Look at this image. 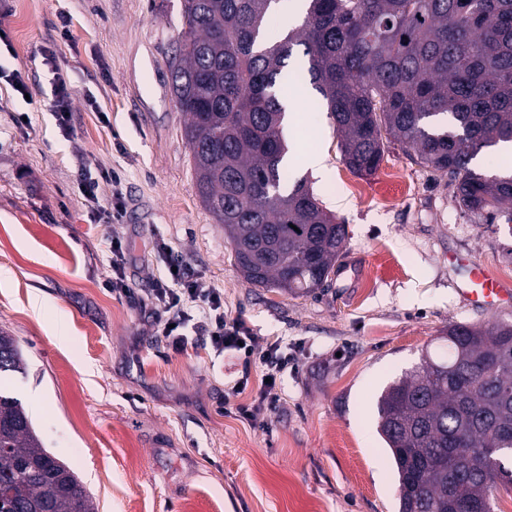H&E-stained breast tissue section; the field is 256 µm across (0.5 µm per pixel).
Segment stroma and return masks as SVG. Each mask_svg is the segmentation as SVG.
Returning <instances> with one entry per match:
<instances>
[{
	"label": "stroma",
	"instance_id": "stroma-1",
	"mask_svg": "<svg viewBox=\"0 0 512 512\" xmlns=\"http://www.w3.org/2000/svg\"><path fill=\"white\" fill-rule=\"evenodd\" d=\"M183 0H0L11 42L0 77V328L28 362L1 388L45 448L68 463L97 512H398L377 432L382 389L441 344L449 324L512 321L466 306L462 255L512 285V223L462 210L448 176L387 144L378 170L343 162L332 118L309 83L291 94L290 181L308 180L348 239L328 287L307 296L249 284L224 227L201 203L185 116L172 89ZM72 92L69 130L50 105L54 72ZM323 154L320 172L304 163ZM106 171L101 207L78 189ZM164 239L224 294L258 348L292 345L276 409L224 414L237 359L195 343L169 352L138 305L166 266ZM117 240L133 293L108 291Z\"/></svg>",
	"mask_w": 512,
	"mask_h": 512
}]
</instances>
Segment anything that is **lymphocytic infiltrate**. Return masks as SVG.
<instances>
[{
	"mask_svg": "<svg viewBox=\"0 0 512 512\" xmlns=\"http://www.w3.org/2000/svg\"><path fill=\"white\" fill-rule=\"evenodd\" d=\"M157 249L164 253L168 271L155 281L143 305L153 310H164L166 319L158 332L163 336L167 349L176 354L183 353L190 338L195 336L209 342L215 354H234L245 367L261 364L264 381L252 402L242 404L237 400L248 386L249 379L244 376L225 393L224 411L253 421L273 410L280 400L291 363L287 344L276 338L268 341L263 351H256V339L245 322L228 318L225 314L221 291L201 278L190 276L184 258L167 243H158Z\"/></svg>",
	"mask_w": 512,
	"mask_h": 512,
	"instance_id": "f902f5d3",
	"label": "lymphocytic infiltrate"
}]
</instances>
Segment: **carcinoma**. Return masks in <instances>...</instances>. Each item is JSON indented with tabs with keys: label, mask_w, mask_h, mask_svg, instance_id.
<instances>
[{
	"label": "carcinoma",
	"mask_w": 512,
	"mask_h": 512,
	"mask_svg": "<svg viewBox=\"0 0 512 512\" xmlns=\"http://www.w3.org/2000/svg\"><path fill=\"white\" fill-rule=\"evenodd\" d=\"M279 0H184L173 91L201 202L250 284L311 294L327 285L346 227L305 180L288 185L282 80L301 72L336 123L344 163L373 174L394 140L450 176L458 205L512 216V173L477 155L512 144V0H307L274 44ZM445 348L382 390L378 427L398 473V512H492L512 483V322L455 323ZM0 329V380L25 373ZM0 512H96L77 474L46 448L18 398L0 390Z\"/></svg>",
	"instance_id": "1"
}]
</instances>
